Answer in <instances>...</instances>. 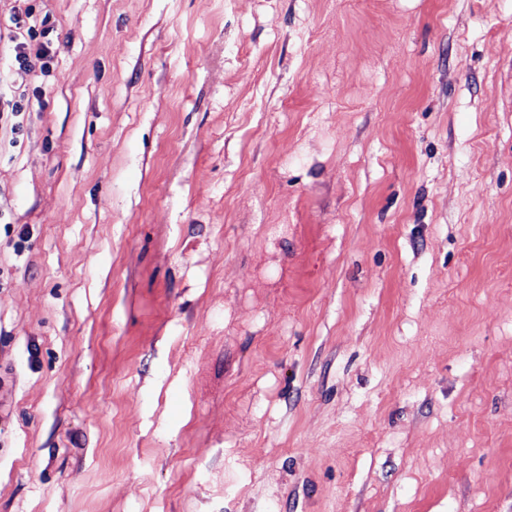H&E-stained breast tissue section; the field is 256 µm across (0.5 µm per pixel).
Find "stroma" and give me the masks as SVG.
<instances>
[{"mask_svg":"<svg viewBox=\"0 0 512 512\" xmlns=\"http://www.w3.org/2000/svg\"><path fill=\"white\" fill-rule=\"evenodd\" d=\"M33 89L0 512H512V0H0ZM10 21L15 29L23 30L28 38V42H19L13 48L14 66L17 74L23 76L32 71L33 65L27 49L34 41H36L35 58L42 61L41 71L43 73L49 72V39L47 37L53 31V26L50 25V15L45 13L44 16L38 17L33 8H29L24 17L13 13ZM40 39H46V41H40Z\"/></svg>","mask_w":512,"mask_h":512,"instance_id":"35a3bbf8","label":"stroma"}]
</instances>
